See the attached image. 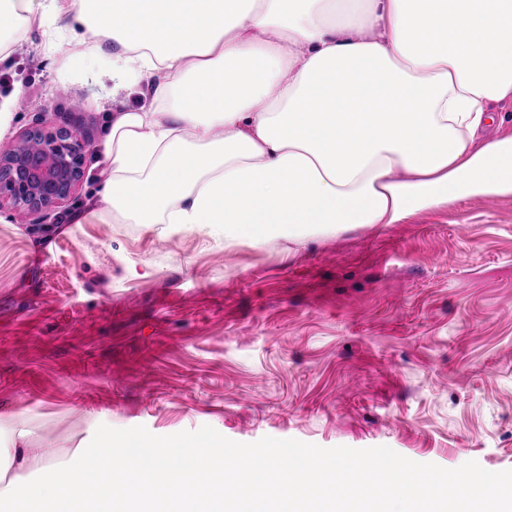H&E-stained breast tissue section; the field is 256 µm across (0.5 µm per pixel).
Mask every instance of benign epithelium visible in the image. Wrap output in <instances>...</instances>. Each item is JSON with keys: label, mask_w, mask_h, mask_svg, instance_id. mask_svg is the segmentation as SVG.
<instances>
[{"label": "benign epithelium", "mask_w": 512, "mask_h": 512, "mask_svg": "<svg viewBox=\"0 0 512 512\" xmlns=\"http://www.w3.org/2000/svg\"><path fill=\"white\" fill-rule=\"evenodd\" d=\"M26 149L0 150V208L22 209L41 221L68 201L84 178L91 141L75 139L66 127L49 128L37 120L21 135Z\"/></svg>", "instance_id": "7a95c632"}]
</instances>
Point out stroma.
<instances>
[{"mask_svg":"<svg viewBox=\"0 0 512 512\" xmlns=\"http://www.w3.org/2000/svg\"><path fill=\"white\" fill-rule=\"evenodd\" d=\"M67 87L71 110L56 98ZM107 60L75 69L42 29L0 40V148L37 117L99 143ZM95 154L52 237L0 209V415L35 442L188 440L272 465L348 457L444 481L459 469L512 487V198L462 200L404 224L302 246L227 245L195 231L71 224L100 176ZM287 444L279 453L278 444Z\"/></svg>","mask_w":512,"mask_h":512,"instance_id":"obj_1","label":"stroma"}]
</instances>
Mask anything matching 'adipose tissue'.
I'll list each match as a JSON object with an SVG mask.
<instances>
[{
	"label": "adipose tissue",
	"mask_w": 512,
	"mask_h": 512,
	"mask_svg": "<svg viewBox=\"0 0 512 512\" xmlns=\"http://www.w3.org/2000/svg\"><path fill=\"white\" fill-rule=\"evenodd\" d=\"M0 0V29H85L74 61L108 59L116 89L152 76L149 106L112 113L95 209L71 223L154 224L213 240L294 244L425 210L512 196V132L478 143L493 102H512V0ZM0 417V462L36 468L0 482L13 512H512V491L462 471L421 485L403 466L274 470L184 441L113 439L58 460Z\"/></svg>",
	"instance_id": "adipose-tissue-1"
}]
</instances>
